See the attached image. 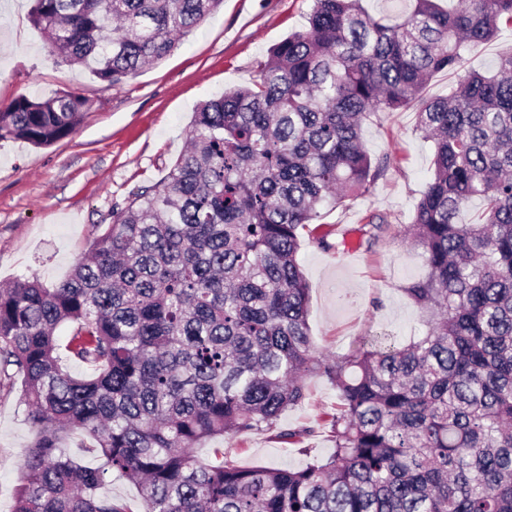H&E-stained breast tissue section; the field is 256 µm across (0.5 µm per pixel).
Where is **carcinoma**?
I'll return each mask as SVG.
<instances>
[{"label":"carcinoma","instance_id":"cac0c4a2","mask_svg":"<svg viewBox=\"0 0 512 512\" xmlns=\"http://www.w3.org/2000/svg\"><path fill=\"white\" fill-rule=\"evenodd\" d=\"M222 2L34 0L32 21L52 54L110 87ZM312 2L258 82L199 105L167 175L112 211L67 278L0 285V377H23L34 431L12 512H512V53L422 95L512 28V0H411L395 22L362 0ZM410 103L434 173L412 221L430 275L405 293L429 329L321 355L301 231L377 177L362 121ZM85 112L72 94L16 97L0 141L51 146ZM312 373L337 392L327 458L282 469L194 454L255 429L302 442L278 421ZM73 432L97 464L69 453ZM113 472L138 507L104 492Z\"/></svg>","mask_w":512,"mask_h":512}]
</instances>
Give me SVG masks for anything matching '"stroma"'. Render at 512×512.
Wrapping results in <instances>:
<instances>
[{
  "mask_svg": "<svg viewBox=\"0 0 512 512\" xmlns=\"http://www.w3.org/2000/svg\"><path fill=\"white\" fill-rule=\"evenodd\" d=\"M33 0H0V104L19 95L70 93L89 109L75 133L52 146L0 141V282L36 277L61 281L88 249L113 208L167 174L187 144L197 106L224 91L253 85L270 49L304 29L312 0H224L178 48L135 77L109 86L77 66L59 63L30 12ZM512 52V31L470 46L464 71L493 72ZM362 138L378 177L369 192L323 211V230L348 229L349 249L324 251L303 240L298 261L310 286L308 322L326 355L360 344L404 345L424 335L426 317L404 292L429 269L406 229L433 175V144L417 128L414 107L366 120ZM386 229L373 245L358 229L376 217ZM303 405L288 409L282 429H307L302 445L251 430L196 448L200 458L239 466L297 469L334 447L324 428L336 407L326 377L309 375ZM20 379L0 382V512H11L23 479L21 460L33 432Z\"/></svg>",
  "mask_w": 512,
  "mask_h": 512,
  "instance_id": "stroma-1",
  "label": "stroma"
}]
</instances>
